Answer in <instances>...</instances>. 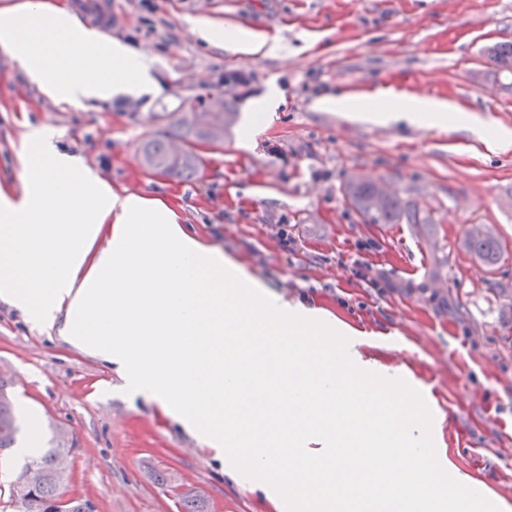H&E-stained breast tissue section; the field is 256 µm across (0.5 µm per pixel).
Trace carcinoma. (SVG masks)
<instances>
[{"label": "carcinoma", "instance_id": "obj_1", "mask_svg": "<svg viewBox=\"0 0 512 512\" xmlns=\"http://www.w3.org/2000/svg\"><path fill=\"white\" fill-rule=\"evenodd\" d=\"M493 70L512 74V43L499 44L488 52ZM236 121V113L226 110L224 100L212 105L210 112H165L163 124L157 133L148 137L140 148L143 166L174 177L194 175L200 164L196 146L200 143L217 144ZM351 207L368 224H409L418 231L427 232L430 225L415 208L406 206L394 192L382 183L365 177L353 178L344 187ZM467 248L483 265L497 264L503 248L492 227L474 225L467 237ZM24 419L15 404L8 385L0 379V456L15 447L23 430ZM57 449L50 448L43 455L26 464L20 475V512H57L59 488L65 476L56 469ZM35 467L40 475L38 483L26 480L28 469ZM179 512H206L203 503L188 493L178 495Z\"/></svg>", "mask_w": 512, "mask_h": 512}]
</instances>
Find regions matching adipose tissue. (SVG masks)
Returning <instances> with one entry per match:
<instances>
[{"label":"adipose tissue","instance_id":"adipose-tissue-1","mask_svg":"<svg viewBox=\"0 0 512 512\" xmlns=\"http://www.w3.org/2000/svg\"><path fill=\"white\" fill-rule=\"evenodd\" d=\"M0 47L58 102L160 91L148 60L43 0L0 13ZM322 103L365 121L472 124L441 100L397 109L347 95ZM0 300L116 365L133 393L210 447L248 456L263 476L311 486L293 512H496L480 491L395 496L403 479L390 449L414 463L426 442L396 424L403 399L394 376L361 372L354 348L318 344L332 333L323 314L281 301L192 234L165 200L114 191L50 135L25 150L20 192L0 188ZM340 417L350 430H337ZM348 455L351 471L342 466ZM348 484L360 490L356 503L336 495Z\"/></svg>","mask_w":512,"mask_h":512}]
</instances>
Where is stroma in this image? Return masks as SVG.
Here are the masks:
<instances>
[{"mask_svg": "<svg viewBox=\"0 0 512 512\" xmlns=\"http://www.w3.org/2000/svg\"><path fill=\"white\" fill-rule=\"evenodd\" d=\"M114 40L144 52L160 92L91 107L57 102L0 48V186L20 184L31 133L124 194L176 204L183 224L235 257L270 291L328 315L343 313L362 366L403 359L428 403V447L450 472L512 501V149L459 128L371 123L319 107L346 94L394 107L410 97L452 101L475 121L512 132V77L485 50L512 42V0H114ZM208 19L264 40L258 54L213 46L191 24ZM246 85L228 87L226 72ZM224 97L239 112L222 144L200 148L191 180L146 172L139 146L157 112L203 109ZM382 181L434 226L368 224L351 208L353 176ZM490 225L504 249L492 269L464 245ZM295 241L280 246L279 233ZM383 272L369 287L355 263ZM0 377L12 380L38 445L74 446L62 498L96 512H177L189 490L208 512H285L254 476L233 477L214 450L132 396L116 371L0 301Z\"/></svg>", "mask_w": 512, "mask_h": 512, "instance_id": "stroma-1", "label": "stroma"}]
</instances>
